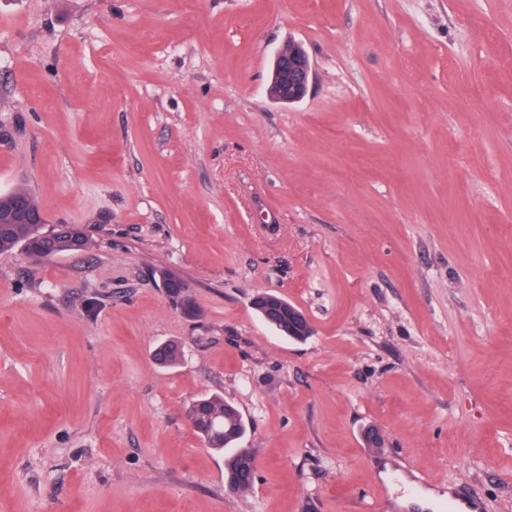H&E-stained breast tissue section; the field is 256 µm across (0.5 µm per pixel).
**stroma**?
Listing matches in <instances>:
<instances>
[{"instance_id": "35a3bbf8", "label": "stroma", "mask_w": 512, "mask_h": 512, "mask_svg": "<svg viewBox=\"0 0 512 512\" xmlns=\"http://www.w3.org/2000/svg\"><path fill=\"white\" fill-rule=\"evenodd\" d=\"M291 43L314 75L283 105ZM19 187L90 245L0 253V512H388L395 471L436 481L398 512L452 484L512 512V0H0ZM212 392L243 496L186 418ZM272 72L279 90L278 101L296 102L307 93L312 77V67L301 44L294 43L290 49L277 52ZM284 300L288 303L287 299ZM285 301L276 297L269 298L267 311L278 310L284 316L288 313V335H290V337L284 335V330L280 323H277L274 319L266 315L265 308L262 306L261 301H255L253 303V309L265 323L276 330L282 337L294 342H304L308 339V336L298 335L308 334L311 331L309 321L306 316L305 319L302 317L298 307L290 303L287 304ZM187 413L207 447L231 450L225 460L224 470V481L229 491L235 493L252 488L253 483L240 482L242 465L252 462L254 456L248 448H234L246 430L245 421L237 407L224 400L223 396L205 395L193 400ZM209 417H214L211 424L206 421Z\"/></svg>"}]
</instances>
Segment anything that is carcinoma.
<instances>
[{"label":"carcinoma","mask_w":512,"mask_h":512,"mask_svg":"<svg viewBox=\"0 0 512 512\" xmlns=\"http://www.w3.org/2000/svg\"><path fill=\"white\" fill-rule=\"evenodd\" d=\"M27 201L33 207H38L33 195L27 190H15L8 194L0 195V218L9 212L17 200ZM49 229L44 224H0V252H9L17 247L24 253L36 259H44L52 256L50 252L33 253L29 250L32 242L46 235ZM179 281L168 276L164 279V285L168 293L176 298L181 310L188 316L197 313L194 300L172 286ZM187 413L191 422L196 426L197 434L202 442L209 448L217 450L229 449L231 453L225 460L224 481L230 492L252 488L250 484L240 482L241 467L245 463L254 460L253 453L247 448H238L236 444L243 437L246 425L237 407L224 400V397L214 394L200 396L192 401Z\"/></svg>","instance_id":"carcinoma-1"}]
</instances>
